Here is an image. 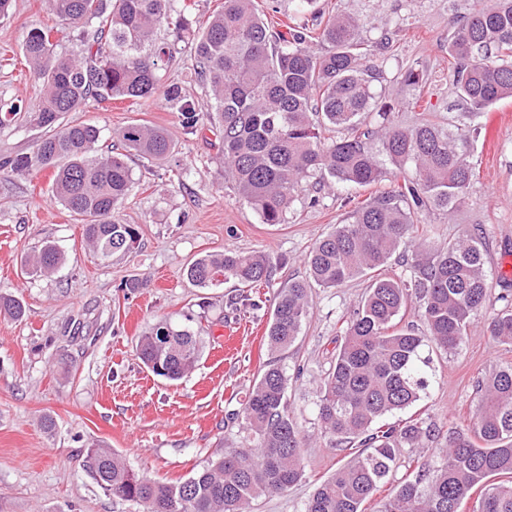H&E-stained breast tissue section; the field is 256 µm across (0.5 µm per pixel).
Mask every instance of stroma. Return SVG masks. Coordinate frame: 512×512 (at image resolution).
Returning <instances> with one entry per match:
<instances>
[{
	"instance_id": "1",
	"label": "stroma",
	"mask_w": 512,
	"mask_h": 512,
	"mask_svg": "<svg viewBox=\"0 0 512 512\" xmlns=\"http://www.w3.org/2000/svg\"><path fill=\"white\" fill-rule=\"evenodd\" d=\"M275 21L312 23L334 10L366 20L365 41L376 44L380 100L397 105L404 124L434 113L443 126L461 121L448 83L449 22L464 13V0H255ZM45 0H14L0 19V102L22 101L36 111L40 87L24 66L22 42L30 27L54 25ZM419 65L424 85L405 84L403 73ZM67 121L100 127L101 147L133 120L167 130L173 149L166 160L132 162L133 184L118 218L137 226L139 238L127 254L103 262L92 255L82 225L50 193L51 175L0 173V291L26 306L23 320L0 318V512H140L138 505L105 493L84 471L85 452L101 444L120 454L136 472L169 483L244 442L237 413L264 365L274 358L265 339L270 298L289 280L306 275L304 258L334 230L368 187L320 186L306 179L295 192L284 223H262L224 181L222 145L208 129L185 133L176 108L163 97L135 103H89ZM475 168L469 194L452 220L421 219L428 241L457 237L472 225L489 231L486 265L491 295L498 271L512 264V100L474 119ZM57 243L64 263L47 277L24 274V257L43 240ZM224 250L256 251L278 262L270 284L251 289L264 303L239 305L237 284L210 288L189 284L184 270L197 257ZM147 279L127 293L126 280ZM364 279L311 291V309L301 333L279 354L288 375V407L306 437L304 477L281 494L264 495L254 512H302L314 486L349 458L319 436L314 401L318 381L336 347L339 320L357 307ZM166 321L190 325L201 340L194 369L171 382L138 359L139 336ZM433 381L423 406L440 431L466 420L475 409L474 385L497 364L512 362V346L474 328L457 352H432ZM56 422L53 433L42 427Z\"/></svg>"
}]
</instances>
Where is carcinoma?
Masks as SVG:
<instances>
[{
  "label": "carcinoma",
  "instance_id": "carcinoma-1",
  "mask_svg": "<svg viewBox=\"0 0 512 512\" xmlns=\"http://www.w3.org/2000/svg\"><path fill=\"white\" fill-rule=\"evenodd\" d=\"M46 7L75 38L59 50L61 30L35 26L22 52L39 83L42 102L30 123L43 134L31 153L0 160L3 173L53 170L52 196L81 217L83 236L103 259L126 254L138 229L116 218L133 183L130 155L161 161L172 150L165 129L137 120L115 133L119 147L99 149L91 123L69 125L65 114L88 100H147L161 93L178 106L184 129L209 123L224 148L225 176L265 224H281L297 186L321 170L342 184L367 187L387 177L383 160L400 171L387 190L366 199L321 238L305 258L308 275L279 289L266 328L271 351L288 350L309 313L314 287L339 288L368 280L365 295L341 321L336 355L315 407L321 438L351 450L349 460L309 495L304 512H364L406 450L427 448L439 437L432 417L399 414L428 387L430 351L457 352L479 314L485 333L512 344V278L491 307L481 224L443 245L421 237L420 216L450 218L474 177L469 162L477 128H446L432 113L406 126L396 107L378 105L372 49L361 39L364 23L331 15L313 48L312 30L270 25L254 0H224L203 26L182 0H47ZM448 83L463 115L512 99V0H487L451 20ZM167 28L190 46L194 81L208 95L202 109L181 87L165 85L161 70L171 56L158 37ZM370 114L376 134L363 126ZM344 135L324 142L321 131ZM64 261L49 240L26 261L31 275H48ZM402 268L397 273L392 265ZM276 265L264 254H206L186 270L188 281L210 288L218 276L244 287L270 282ZM421 327L403 325L410 309ZM19 320L24 304L0 295V315ZM200 340L187 327L161 322L139 337L137 355L154 374L171 381L198 361ZM288 376L262 369L241 410L244 444L210 459L185 481L172 484L135 473L110 448H87L83 470L106 492L142 512H250L264 494H280L303 477L304 437L288 409ZM478 403L468 421L448 427L441 464L423 456L377 512H460L477 495L473 512H512V362L475 383Z\"/></svg>",
  "mask_w": 512,
  "mask_h": 512
}]
</instances>
